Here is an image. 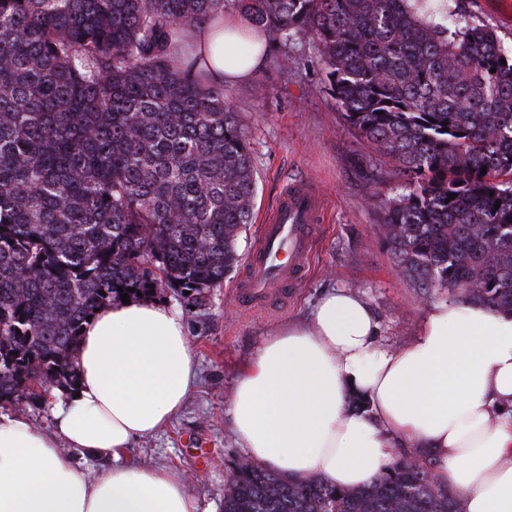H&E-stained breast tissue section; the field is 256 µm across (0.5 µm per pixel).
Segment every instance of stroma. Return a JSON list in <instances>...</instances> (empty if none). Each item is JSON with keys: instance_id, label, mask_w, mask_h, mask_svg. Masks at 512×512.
<instances>
[{"instance_id": "stroma-1", "label": "stroma", "mask_w": 512, "mask_h": 512, "mask_svg": "<svg viewBox=\"0 0 512 512\" xmlns=\"http://www.w3.org/2000/svg\"><path fill=\"white\" fill-rule=\"evenodd\" d=\"M474 20L492 28L512 46V0H463ZM288 64L266 62L254 77L228 81L224 90L250 125L257 180L253 224L239 236V251L251 257L260 234L259 219L275 208L290 181H307L324 197V221L312 243L307 273L275 309L254 310L233 297L243 276L237 265L222 287L199 306L174 293L162 302L180 313L196 361L197 380L172 421L154 435L135 441L129 461L167 469L200 505V512H221L224 465L243 458L230 430L231 398L242 370L266 336L291 319L309 317L320 295L348 288L364 297L381 327V342L393 349L419 335L431 302L403 280L384 244L380 211L367 204L370 192L392 198L400 181L387 158L345 122L321 87L319 51L305 39L285 49Z\"/></svg>"}]
</instances>
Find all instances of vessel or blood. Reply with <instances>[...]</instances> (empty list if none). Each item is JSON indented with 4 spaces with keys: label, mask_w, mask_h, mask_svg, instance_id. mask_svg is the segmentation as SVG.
Here are the masks:
<instances>
[{
    "label": "vessel or blood",
    "mask_w": 512,
    "mask_h": 512,
    "mask_svg": "<svg viewBox=\"0 0 512 512\" xmlns=\"http://www.w3.org/2000/svg\"><path fill=\"white\" fill-rule=\"evenodd\" d=\"M323 210L321 198L309 185L284 187L278 206L262 221L259 247L236 290L241 300L264 308L286 286L297 282L308 262Z\"/></svg>",
    "instance_id": "vessel-or-blood-1"
}]
</instances>
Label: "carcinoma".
Returning <instances> with one entry per match:
<instances>
[{"instance_id": "1", "label": "carcinoma", "mask_w": 512, "mask_h": 512, "mask_svg": "<svg viewBox=\"0 0 512 512\" xmlns=\"http://www.w3.org/2000/svg\"><path fill=\"white\" fill-rule=\"evenodd\" d=\"M229 7L280 66L289 42L315 41L346 122L406 177L369 201L407 284L512 312V47L461 7L0 0V407L75 388L81 328L118 288L201 304L238 265L257 191L249 128L186 43ZM222 512L457 509L404 457L360 489L237 462Z\"/></svg>"}]
</instances>
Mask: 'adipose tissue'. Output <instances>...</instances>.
<instances>
[{
    "mask_svg": "<svg viewBox=\"0 0 512 512\" xmlns=\"http://www.w3.org/2000/svg\"><path fill=\"white\" fill-rule=\"evenodd\" d=\"M250 31L224 16L203 31L214 72L239 80L263 64L230 57ZM77 392L53 401L55 432L23 417L0 421V512H200L162 468L138 467L127 450L181 409L195 380L178 312L150 300L116 301L85 325L75 352ZM355 395L368 411L352 408ZM245 455L294 477L341 488L371 484L400 453L427 452L459 512H512V314L450 301L431 306L411 345L380 343L368 303L324 292L308 322H288L242 371L231 402ZM112 460L98 477L77 456Z\"/></svg>",
    "mask_w": 512,
    "mask_h": 512,
    "instance_id": "obj_1",
    "label": "adipose tissue"
}]
</instances>
